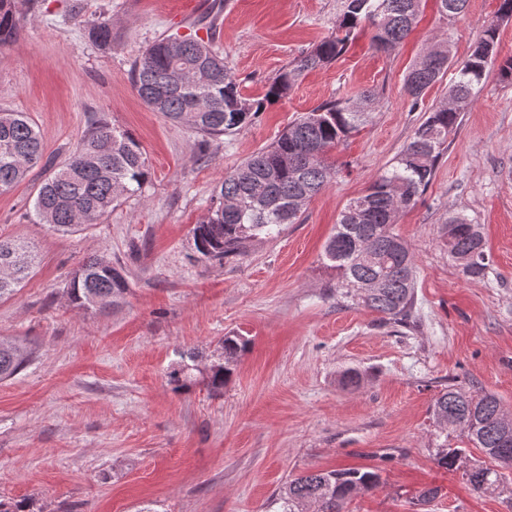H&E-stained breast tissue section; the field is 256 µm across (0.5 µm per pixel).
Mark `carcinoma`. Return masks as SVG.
I'll use <instances>...</instances> for the list:
<instances>
[{
	"label": "carcinoma",
	"mask_w": 512,
	"mask_h": 512,
	"mask_svg": "<svg viewBox=\"0 0 512 512\" xmlns=\"http://www.w3.org/2000/svg\"><path fill=\"white\" fill-rule=\"evenodd\" d=\"M422 0H344L336 33L285 67L256 99L241 96L224 56L203 40L183 37L155 40L131 70L134 88L153 111L175 122H186L205 136L231 134L252 122L266 105L288 95L298 76L326 66L347 49L361 24L372 30V43L394 50L417 23ZM446 20L461 16L468 0H437ZM37 0H0V46L14 43ZM89 39L112 45V18L103 13L85 21ZM498 23H489L465 58L456 63L448 95L430 110L400 154L373 180L367 192L349 201L322 259L336 272V294L381 315L385 322L407 326L415 306L414 257L393 231L400 213L414 204L431 183L447 149L448 136L475 98L487 69L498 64L502 82L512 83V57L497 60ZM443 58L423 49L404 77V91L417 106L429 88L447 72L449 44ZM376 95L329 101L304 113L269 146L247 157L224 174L218 206L191 229L193 257L198 261L234 262L259 239L273 240L286 224H296L305 206L322 192L334 173L325 152L359 129L371 116ZM44 141L23 112L0 110V188L23 181L40 164ZM148 178L137 141L106 121H98L74 153L42 182L33 204L36 217L53 230L81 231L112 211L121 200L141 191ZM443 239L454 258H468L464 272L485 275L489 258L479 225L459 216L448 218ZM34 258L20 242L0 238V299L12 295L30 274ZM71 304L82 311L119 306L128 291L121 271L104 256L84 260L67 281ZM244 336L226 335L205 367L213 394L223 392L240 359L249 350ZM189 362L169 373L177 390L196 381ZM27 363L17 347L0 344V379L15 375ZM504 410L490 392L450 385L434 398L431 413L438 428L434 461L446 470L459 468L463 449L448 447L450 434L481 450L488 462L465 474L476 492L482 481L503 482L512 470V433L502 432L498 415ZM378 485V474L367 469L308 471L286 482L273 499L274 512H344L353 495Z\"/></svg>",
	"instance_id": "cac0c4a2"
}]
</instances>
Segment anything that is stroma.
Wrapping results in <instances>:
<instances>
[{
    "label": "stroma",
    "instance_id": "obj_1",
    "mask_svg": "<svg viewBox=\"0 0 512 512\" xmlns=\"http://www.w3.org/2000/svg\"><path fill=\"white\" fill-rule=\"evenodd\" d=\"M39 0L20 39L0 48V109L24 112L45 152L27 178L0 189V235L27 243L32 276L0 300V342L28 354L0 380V499L31 512H273L284 484L311 470L373 468L378 486L345 512H512L506 489L478 493L433 459L431 404L458 385L494 393L512 411V85L489 69L434 177L394 230L413 253L418 325L384 324L345 302L323 246L345 205L409 142L451 81L411 108L408 68L431 40L450 37L454 60L498 21L500 0H469L439 21L424 0L396 50L359 32L333 63L302 73L288 95L248 126L208 138L152 111L131 66L154 40L195 35L223 53L243 97L262 96L290 62L331 34L343 0ZM112 17V44H93L85 20ZM497 54L512 56V19L498 21ZM373 90L369 121L328 152L335 174L298 223L258 241L240 261L192 259L190 230L242 160L300 114ZM139 143L149 177L141 195L79 233L38 223L40 182L98 120ZM482 225L484 278L467 276L440 235L449 216ZM103 255L129 284L120 307L83 312L65 283ZM246 336L220 397L204 383L174 392L182 355L209 363L218 339ZM356 371L357 386L343 376ZM438 494L419 502L420 491Z\"/></svg>",
    "mask_w": 512,
    "mask_h": 512
}]
</instances>
